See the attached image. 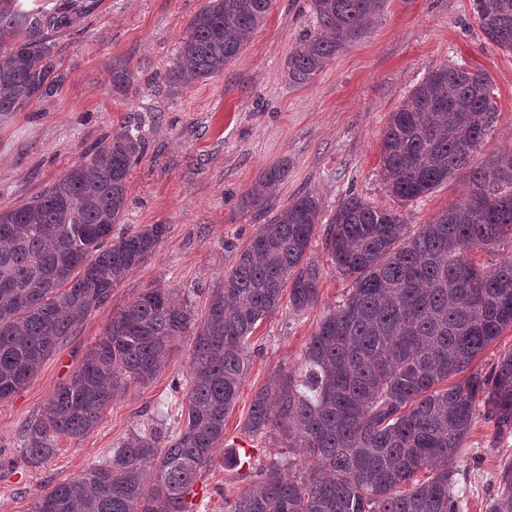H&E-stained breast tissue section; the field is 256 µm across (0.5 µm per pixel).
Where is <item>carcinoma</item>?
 Masks as SVG:
<instances>
[{"instance_id":"carcinoma-1","label":"carcinoma","mask_w":512,"mask_h":512,"mask_svg":"<svg viewBox=\"0 0 512 512\" xmlns=\"http://www.w3.org/2000/svg\"><path fill=\"white\" fill-rule=\"evenodd\" d=\"M272 0H208L188 26L166 80L189 88L224 72L264 22ZM387 0H310L317 26L288 57V77L313 79L336 52L360 39ZM85 9L63 0L58 15L0 0V116L56 96L64 82L45 28ZM487 39L512 52V0H473ZM488 79L462 66L431 72L392 112L381 138L389 191L402 201L432 193L462 173L467 191L414 234L403 215L348 194L325 246L353 280L320 322L298 372L257 394L245 432H277L303 452L273 460L228 512H460L455 461L483 418L512 431V350L486 374L475 359L512 326V259L484 269L469 259L512 240V149L473 163L497 118ZM142 153L128 130L85 152L39 196L0 210V400L20 390L75 324L166 233L152 224L112 241L128 203L127 179ZM288 167L270 168L244 199L262 209ZM319 206L294 198L258 225L199 320L166 288L121 306L43 414L27 425L23 456L38 464L55 440L83 438L128 388L147 385L194 336L183 404L186 422L169 435L135 431L99 467L49 487L31 512H190L187 496L224 442L258 322L283 294L296 312L319 298L320 268L308 257ZM490 512H512V465Z\"/></svg>"}]
</instances>
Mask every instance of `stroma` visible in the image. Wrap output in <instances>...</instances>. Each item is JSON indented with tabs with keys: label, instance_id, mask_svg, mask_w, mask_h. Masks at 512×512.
Listing matches in <instances>:
<instances>
[{
	"label": "stroma",
	"instance_id": "obj_1",
	"mask_svg": "<svg viewBox=\"0 0 512 512\" xmlns=\"http://www.w3.org/2000/svg\"><path fill=\"white\" fill-rule=\"evenodd\" d=\"M87 12L48 28L65 75L61 92L0 120V210L26 203L53 184L89 147L123 127L139 130L144 151L128 176V203L113 237L163 224L154 252L112 290L109 301L79 322L29 382L0 401V512H30L44 489L101 465L113 448L156 421L178 425L192 359V336L150 384L131 387L105 411L89 435L60 437L56 453L31 466L18 461L24 430L102 336L112 314L150 288H172L205 314L211 288L223 282L264 213L242 198L267 169L287 174L271 189L268 208L314 196L319 224L310 256L321 277L317 304L288 306L264 317L250 339L249 364L218 448L199 483L209 488L196 512H225V500L251 485L235 460L250 453L253 468L287 456L279 438L244 433L258 392L276 375L297 370L320 321L347 295L325 248L328 223L346 192L400 211L410 231L454 204L466 191L455 177L433 193L404 202L387 189L380 137L386 120L431 71L447 64L485 74L498 118L476 160L512 146V53L486 38L471 0H388L374 26L337 52L315 78L288 79V57L314 26L309 0H272L265 23L223 73L173 91L165 73L190 20L207 0H86ZM131 80L112 88V70ZM512 464V432L478 421L456 459L455 490L462 512H489Z\"/></svg>",
	"mask_w": 512,
	"mask_h": 512
}]
</instances>
